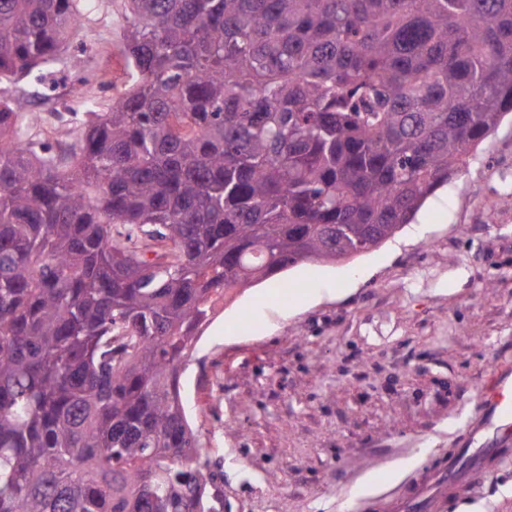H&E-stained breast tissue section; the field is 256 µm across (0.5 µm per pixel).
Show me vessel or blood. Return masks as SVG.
Listing matches in <instances>:
<instances>
[{"instance_id":"b4317fda","label":"vessel or blood","mask_w":512,"mask_h":512,"mask_svg":"<svg viewBox=\"0 0 512 512\" xmlns=\"http://www.w3.org/2000/svg\"><path fill=\"white\" fill-rule=\"evenodd\" d=\"M479 399L482 417L466 447L449 454L446 469L421 474L405 495L381 497L379 512H439L445 499L464 486L481 482L502 463L512 460L511 447L490 443L491 438L512 429V372L497 374L483 385Z\"/></svg>"}]
</instances>
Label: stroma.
<instances>
[{"instance_id":"stroma-1","label":"stroma","mask_w":512,"mask_h":512,"mask_svg":"<svg viewBox=\"0 0 512 512\" xmlns=\"http://www.w3.org/2000/svg\"><path fill=\"white\" fill-rule=\"evenodd\" d=\"M121 0H94L54 64L78 118L128 79ZM317 292L318 304L304 295ZM512 366V115L411 224L352 259L238 289L181 376L224 512H375L445 462ZM440 512H512V464Z\"/></svg>"}]
</instances>
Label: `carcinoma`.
Wrapping results in <instances>:
<instances>
[{
    "instance_id": "carcinoma-1",
    "label": "carcinoma",
    "mask_w": 512,
    "mask_h": 512,
    "mask_svg": "<svg viewBox=\"0 0 512 512\" xmlns=\"http://www.w3.org/2000/svg\"><path fill=\"white\" fill-rule=\"evenodd\" d=\"M89 0H0V76ZM63 169L0 93V512H224L180 371L224 296L409 223L512 112V0H123Z\"/></svg>"
}]
</instances>
